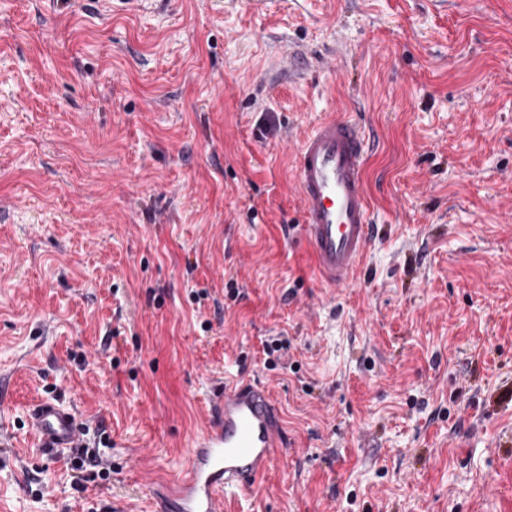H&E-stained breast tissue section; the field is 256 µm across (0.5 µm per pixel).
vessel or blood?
I'll return each instance as SVG.
<instances>
[{"label": "vessel or blood", "mask_w": 512, "mask_h": 512, "mask_svg": "<svg viewBox=\"0 0 512 512\" xmlns=\"http://www.w3.org/2000/svg\"><path fill=\"white\" fill-rule=\"evenodd\" d=\"M367 145L364 126L334 116L316 121L296 148L301 231L319 280L330 288L352 282L375 238L364 179ZM26 419L45 452L83 445L76 414L58 402L35 404ZM287 446L281 415L261 382L225 385L211 403L208 427L186 450L184 478L172 490L155 486L158 512H223L225 495L248 491Z\"/></svg>", "instance_id": "obj_1"}]
</instances>
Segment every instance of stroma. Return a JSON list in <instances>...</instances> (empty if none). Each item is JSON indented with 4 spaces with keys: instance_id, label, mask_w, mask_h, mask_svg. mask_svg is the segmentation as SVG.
<instances>
[{
    "instance_id": "obj_1",
    "label": "stroma",
    "mask_w": 512,
    "mask_h": 512,
    "mask_svg": "<svg viewBox=\"0 0 512 512\" xmlns=\"http://www.w3.org/2000/svg\"><path fill=\"white\" fill-rule=\"evenodd\" d=\"M331 112L383 226L343 288L294 228ZM0 201V512H150L253 377L289 446L224 512H512V0H0ZM28 426L37 439V446L54 454L64 448L83 447L82 426L76 414L62 404L44 400L28 409Z\"/></svg>"
}]
</instances>
